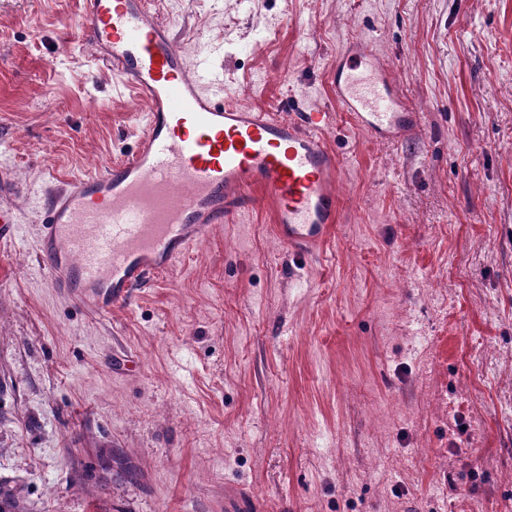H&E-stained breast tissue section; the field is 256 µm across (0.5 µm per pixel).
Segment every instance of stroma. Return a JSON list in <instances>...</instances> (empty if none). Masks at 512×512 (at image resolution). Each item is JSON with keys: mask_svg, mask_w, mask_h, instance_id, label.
Instances as JSON below:
<instances>
[{"mask_svg": "<svg viewBox=\"0 0 512 512\" xmlns=\"http://www.w3.org/2000/svg\"><path fill=\"white\" fill-rule=\"evenodd\" d=\"M146 6L282 116L373 36L421 125L325 130L316 260L259 202L101 315L51 288L28 200L129 158L145 107L72 40L81 0H0V481L26 512H512V0Z\"/></svg>", "mask_w": 512, "mask_h": 512, "instance_id": "35a3bbf8", "label": "stroma"}]
</instances>
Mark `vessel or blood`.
<instances>
[{
	"instance_id": "vessel-or-blood-1",
	"label": "vessel or blood",
	"mask_w": 512,
	"mask_h": 512,
	"mask_svg": "<svg viewBox=\"0 0 512 512\" xmlns=\"http://www.w3.org/2000/svg\"><path fill=\"white\" fill-rule=\"evenodd\" d=\"M77 37L147 105L131 159L53 186L41 212L53 288L100 314L257 199L272 205L284 245L317 258L337 218L342 169L322 136L335 111L378 141L419 126L369 36L342 46L335 108L285 117L225 103L216 59L186 52L145 0H83Z\"/></svg>"
}]
</instances>
